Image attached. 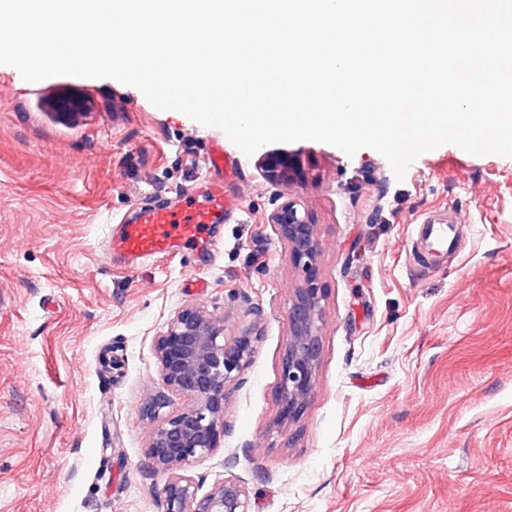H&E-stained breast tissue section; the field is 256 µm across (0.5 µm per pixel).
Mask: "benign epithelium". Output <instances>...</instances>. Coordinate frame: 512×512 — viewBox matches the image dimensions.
Segmentation results:
<instances>
[{"instance_id":"benign-epithelium-1","label":"benign epithelium","mask_w":512,"mask_h":512,"mask_svg":"<svg viewBox=\"0 0 512 512\" xmlns=\"http://www.w3.org/2000/svg\"><path fill=\"white\" fill-rule=\"evenodd\" d=\"M262 169L268 180L282 184L302 174L286 154L266 156ZM268 223L276 226L289 260L303 273L289 306L288 345L277 387L276 425L282 426L300 419L314 390L321 355L323 292L317 282L319 242L309 213L289 199L269 216ZM255 341L249 332L227 337L224 325L200 305L176 311L156 340L162 385L186 400L162 416L160 409L167 401L160 396L144 411L153 423L147 462L169 474L163 488L164 512H248L246 490L239 480L226 477L200 495L182 470L219 446L226 430L227 387L249 363Z\"/></svg>"}]
</instances>
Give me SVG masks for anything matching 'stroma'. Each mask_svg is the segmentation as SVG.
I'll return each mask as SVG.
<instances>
[{
  "label": "stroma",
  "instance_id": "stroma-1",
  "mask_svg": "<svg viewBox=\"0 0 512 512\" xmlns=\"http://www.w3.org/2000/svg\"><path fill=\"white\" fill-rule=\"evenodd\" d=\"M217 144L238 180L213 249L107 258L119 222L202 194ZM273 151L306 178L266 179ZM290 198L313 216L324 300L316 386L285 428L276 391L302 273L268 218ZM441 207L463 240L432 268L412 242ZM188 304L258 337L223 440L184 469L200 492L233 477L248 512H512V157L445 144L399 182L370 148L248 156L116 80L31 84L0 65V512H163L142 410L182 403L155 342Z\"/></svg>",
  "mask_w": 512,
  "mask_h": 512
}]
</instances>
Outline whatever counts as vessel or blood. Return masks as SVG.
<instances>
[{
    "label": "vessel or blood",
    "mask_w": 512,
    "mask_h": 512,
    "mask_svg": "<svg viewBox=\"0 0 512 512\" xmlns=\"http://www.w3.org/2000/svg\"><path fill=\"white\" fill-rule=\"evenodd\" d=\"M230 213L223 179L210 180L206 192L194 203L179 209L150 208L141 211L130 224L119 225L108 240L111 255L130 262L172 254L185 245L208 250L211 240L204 229L223 223ZM457 219L451 213L436 211L420 221L418 235L428 255L442 258L448 254V237Z\"/></svg>",
    "instance_id": "1"
}]
</instances>
